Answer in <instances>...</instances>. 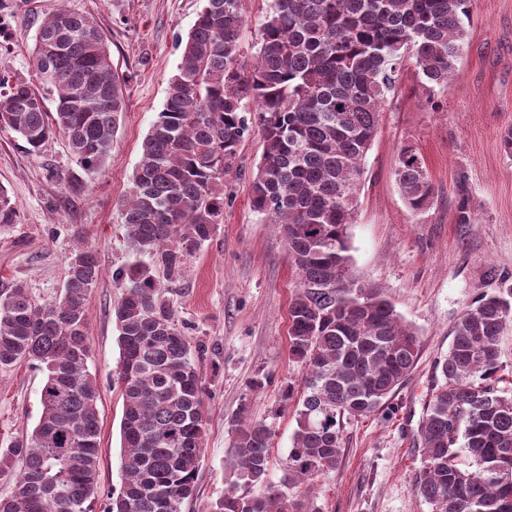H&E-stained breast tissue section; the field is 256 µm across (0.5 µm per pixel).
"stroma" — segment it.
Instances as JSON below:
<instances>
[{
  "label": "stroma",
  "instance_id": "obj_1",
  "mask_svg": "<svg viewBox=\"0 0 512 512\" xmlns=\"http://www.w3.org/2000/svg\"><path fill=\"white\" fill-rule=\"evenodd\" d=\"M203 0H10L11 33L0 47V76H30L34 21L66 8L90 17L112 64L126 75L125 112L112 150L81 195L62 176L76 163L62 138L40 155L0 131V186L18 221L0 227V285L23 283L38 302L59 299L79 246L98 256L102 276L88 296L90 372L98 384L100 464L93 512H105L122 485V397L112 380L119 360L112 310L121 290L112 273L133 262L124 204L142 142L162 108L186 36ZM512 128V0H472L466 46L447 87L427 99L414 65L381 114L367 154L358 205L349 228L352 273L383 288L417 332L419 356L387 408L343 421L336 471L311 489L297 487L317 512H430L413 488L421 463L419 422L462 313L483 293L512 285V156L501 147ZM423 156L435 195L411 211L398 189V150ZM262 153L259 133L240 145L224 179V222L163 293L188 338L201 375L204 455L196 491L181 512H207L236 480L234 446L247 422L271 430L268 484L281 486L296 428L294 401L302 368L288 350L289 304L296 269L273 225L255 213L250 183ZM472 221H458L460 206ZM42 372L29 362L0 370V448L32 429L41 414Z\"/></svg>",
  "mask_w": 512,
  "mask_h": 512
}]
</instances>
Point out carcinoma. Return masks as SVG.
<instances>
[{
	"instance_id": "1",
	"label": "carcinoma",
	"mask_w": 512,
	"mask_h": 512,
	"mask_svg": "<svg viewBox=\"0 0 512 512\" xmlns=\"http://www.w3.org/2000/svg\"><path fill=\"white\" fill-rule=\"evenodd\" d=\"M471 0H272L256 51L241 49L242 0H205L180 40L177 73L142 146L125 205L131 249L141 260L113 272L123 399V481L107 512H181L202 459V381L162 283L183 276L224 219V176L239 146L259 130L253 210L277 227L301 285L289 306V353L303 368L296 428L283 488L267 484L271 432L240 430L235 489L209 512H318L285 489L336 470L342 421L378 410L409 377L415 330L383 289L351 271L350 224L380 114L408 62L424 88L448 87L467 36ZM31 65L56 95L47 110L32 83L0 77V130L39 155L65 139L82 192L112 146L124 111L120 78L87 16L60 9L36 23ZM254 112V119L246 116ZM395 178L413 212L434 187L411 145ZM18 211L0 187V226ZM347 273L348 287H336ZM101 270L79 248L59 300L39 303L22 284L0 290V369L35 362L44 374L41 414L30 432L0 450V470H18L0 512H92L99 470L98 388L88 368L87 295ZM512 322V286L482 293L461 315L441 379L420 424L422 466L413 490L431 512H512V394L499 387V338Z\"/></svg>"
}]
</instances>
